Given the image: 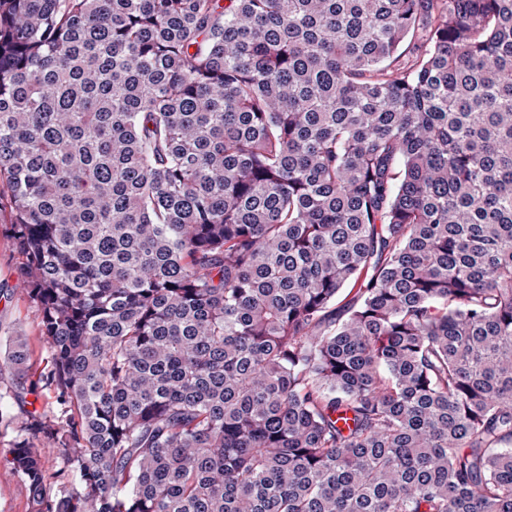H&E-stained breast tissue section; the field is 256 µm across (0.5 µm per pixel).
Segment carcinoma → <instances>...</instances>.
<instances>
[{
	"instance_id": "cac0c4a2",
	"label": "carcinoma",
	"mask_w": 512,
	"mask_h": 512,
	"mask_svg": "<svg viewBox=\"0 0 512 512\" xmlns=\"http://www.w3.org/2000/svg\"><path fill=\"white\" fill-rule=\"evenodd\" d=\"M0 192L33 512H512V0H0ZM10 218L7 209L0 212V347L4 351L11 337L24 336L30 354L29 370L17 376L8 369L0 375V389L5 385L11 390L12 411L21 417L37 408L49 414L47 390L41 387L39 375L48 361L41 316L37 308L25 297L13 293L21 257L9 235ZM51 415V414H49Z\"/></svg>"
}]
</instances>
